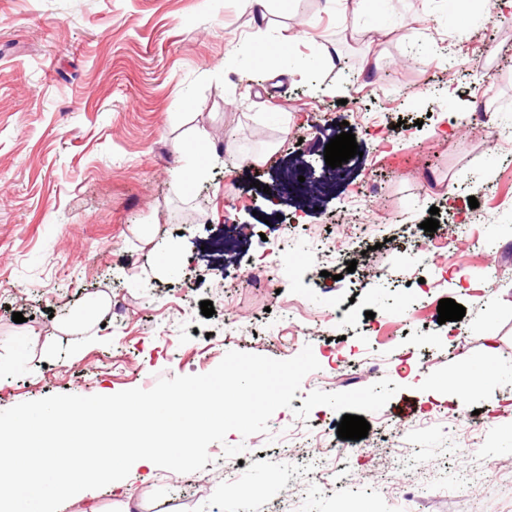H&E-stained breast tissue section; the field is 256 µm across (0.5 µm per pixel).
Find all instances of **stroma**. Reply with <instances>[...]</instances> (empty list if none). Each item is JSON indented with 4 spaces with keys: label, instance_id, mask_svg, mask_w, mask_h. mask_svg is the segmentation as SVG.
<instances>
[{
    "label": "stroma",
    "instance_id": "1",
    "mask_svg": "<svg viewBox=\"0 0 512 512\" xmlns=\"http://www.w3.org/2000/svg\"><path fill=\"white\" fill-rule=\"evenodd\" d=\"M264 15L0 0V410L308 345L318 390L399 384L367 437L338 438L327 406L298 418L296 397L268 433L211 444L203 470L128 475L137 512H415L414 491L437 512H512V9L266 0ZM260 28L318 72L227 66ZM346 127L360 153L329 184L321 155ZM305 161L308 206L267 194ZM434 206L453 265L403 309ZM287 240L307 261L253 281ZM94 295L120 299V320L70 327ZM444 298L462 320L438 324ZM482 363L454 407L449 376ZM487 453L499 476L472 483Z\"/></svg>",
    "mask_w": 512,
    "mask_h": 512
}]
</instances>
